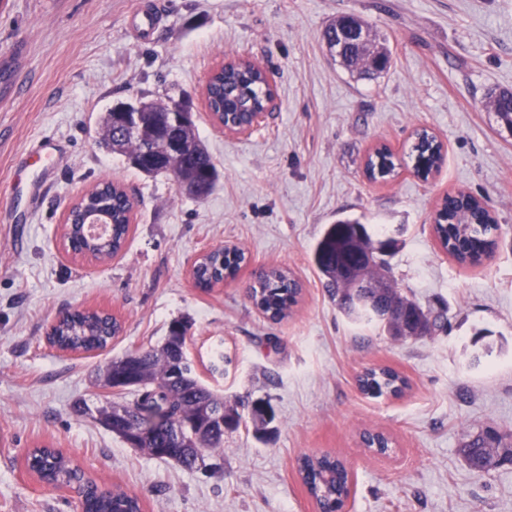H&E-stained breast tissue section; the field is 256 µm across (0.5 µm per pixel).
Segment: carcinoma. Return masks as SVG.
I'll list each match as a JSON object with an SVG mask.
<instances>
[{
    "mask_svg": "<svg viewBox=\"0 0 512 512\" xmlns=\"http://www.w3.org/2000/svg\"><path fill=\"white\" fill-rule=\"evenodd\" d=\"M325 40L330 52L336 54L341 65L351 73L371 77L390 62L389 55L375 49V39L368 27L355 15L336 17L326 28ZM265 70L244 62L228 63L214 71L206 86L208 110L233 123L243 122L250 113L264 108L267 89ZM498 121L512 130V91L498 92L490 102ZM151 111L142 115V126L135 134L123 135L113 112L104 117L102 144L112 153L124 157L136 170L153 175L163 173L156 161L159 151L157 122L170 124L172 135L181 140L184 152L175 162L174 169L185 179L215 187L217 173L211 156L195 132L190 112H171L163 102H150ZM416 166L430 175L440 168L443 161L442 145L427 130L414 133ZM365 172L372 180L397 175L393 153L382 147L368 155ZM134 202L126 188L117 184H98L94 190L74 205L65 217L64 240L74 252H90L98 258L110 259L124 247L131 226ZM102 213L107 217V231L91 239L84 234L87 215ZM434 233L442 248L458 263L476 265L495 246L499 230L496 218L483 203L472 194L458 191L448 195L437 210ZM395 241L387 240L381 248L373 247L367 225L357 220L344 219L328 225L317 241L314 250L315 266L324 279L325 288L336 305L347 314L367 324L380 327L392 336L398 335L395 323L385 319L389 311L409 312L425 320L438 317L423 310L414 301L395 288L373 297L374 313L360 314L353 307L355 285L380 269H389L384 258L376 251L393 248ZM246 262L245 253L234 247L215 249L195 264L196 287L208 290L227 277L235 276ZM302 294L301 283L292 273L282 268L260 272L251 286L250 300L264 317L280 322L290 315ZM189 325L174 321L164 342L147 350L129 352L110 361L100 374L102 387L113 388L117 379L126 374L136 376L151 386L142 397L134 394L127 402L133 417H141L152 407L166 409L167 422L179 425L188 421L192 427L184 428L188 441L202 448H216L224 440V434H213L206 421L194 414L193 404L204 401L215 410L224 408V397L202 385L195 376L193 362L182 352ZM121 323L112 316L91 309L72 311L55 328L52 341L62 349L92 351L104 349L109 341L119 335ZM361 391L375 398L399 396L408 387L405 378L387 367L369 368L359 378ZM509 435L486 430L462 442L459 451L468 466L478 473L491 471L490 460L512 457ZM139 448L151 455L169 459L191 469L193 465L180 459L183 452L169 447L165 435L154 433L141 438ZM25 464L39 480L65 487L74 480H82L86 494L81 508L84 512H142L141 500L135 495L116 492L101 496L94 480L83 476L79 467L61 450L47 445L36 446L25 457ZM299 474L309 494L321 507V512H336L338 504L347 500L351 480L346 465L329 453L317 457H305L300 461Z\"/></svg>",
    "mask_w": 512,
    "mask_h": 512,
    "instance_id": "carcinoma-1",
    "label": "carcinoma"
}]
</instances>
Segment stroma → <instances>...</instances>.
<instances>
[{"label": "stroma", "instance_id": "35a3bbf8", "mask_svg": "<svg viewBox=\"0 0 512 512\" xmlns=\"http://www.w3.org/2000/svg\"><path fill=\"white\" fill-rule=\"evenodd\" d=\"M136 2L0 0V512H75L27 473L39 443L138 495L143 512H316L297 461L325 452L351 472L344 512H512V462L480 474L458 451L485 428L512 432V131L488 107L491 90H512V0H151L161 22L148 42L128 32ZM341 14L384 38L392 61L376 79L329 54L323 31ZM238 57L271 72L277 102L246 137L224 133L204 100L211 71ZM140 98L190 102L219 173L206 199L98 147L107 109ZM420 128L445 154L425 179L410 155ZM45 137L58 156L28 221L8 223L15 160ZM380 146L398 171L385 182L363 169ZM103 179L138 205L123 250L99 263L66 253L61 234L69 204ZM458 190L485 200L500 226L479 265L459 264L433 233L441 196ZM344 218L400 240L391 275L438 315L431 335L396 338L337 308L312 250ZM224 245L242 248L246 266L234 282L196 288L191 263ZM267 267L303 287L278 323L247 298ZM91 307L122 323L110 347L77 356L47 344L59 312ZM177 319L192 324L200 380L241 415L203 470L130 447L93 416L119 397L99 371L161 343ZM217 350L230 363L213 375ZM375 366L406 378L401 396L360 392ZM78 400L89 414L74 412ZM259 400L273 407L269 425L253 416ZM369 430L390 438L389 452L364 447Z\"/></svg>", "mask_w": 512, "mask_h": 512}]
</instances>
